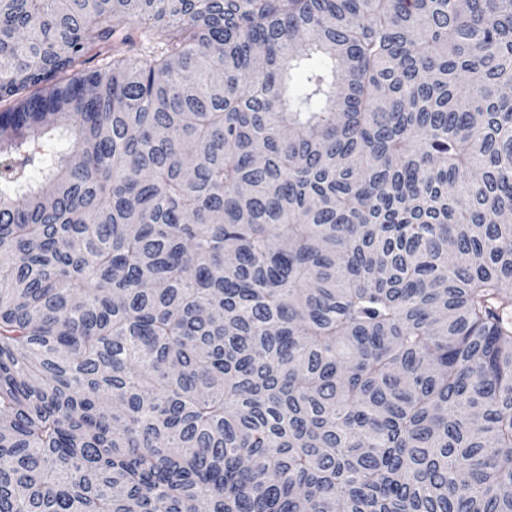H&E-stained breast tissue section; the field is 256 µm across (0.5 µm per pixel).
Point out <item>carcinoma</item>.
Returning <instances> with one entry per match:
<instances>
[{
	"label": "carcinoma",
	"instance_id": "obj_1",
	"mask_svg": "<svg viewBox=\"0 0 512 512\" xmlns=\"http://www.w3.org/2000/svg\"><path fill=\"white\" fill-rule=\"evenodd\" d=\"M508 88L512 0H0V512H512Z\"/></svg>",
	"mask_w": 512,
	"mask_h": 512
}]
</instances>
